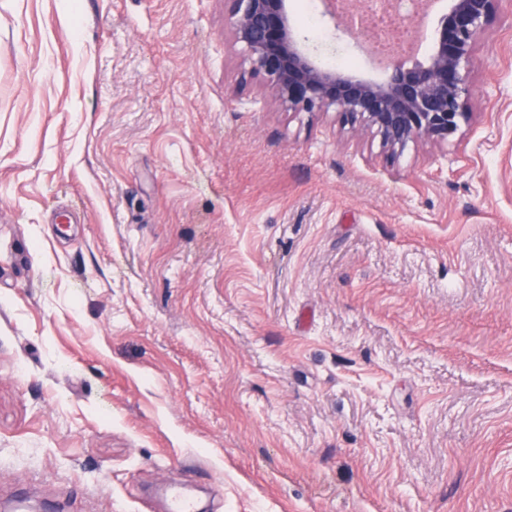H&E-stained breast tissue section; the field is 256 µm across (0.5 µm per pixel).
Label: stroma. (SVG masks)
<instances>
[{
	"instance_id": "obj_1",
	"label": "stroma",
	"mask_w": 512,
	"mask_h": 512,
	"mask_svg": "<svg viewBox=\"0 0 512 512\" xmlns=\"http://www.w3.org/2000/svg\"><path fill=\"white\" fill-rule=\"evenodd\" d=\"M474 57L388 163L244 77L224 0H0V512H512V0ZM163 496L169 512H198L196 500L181 485L165 486Z\"/></svg>"
}]
</instances>
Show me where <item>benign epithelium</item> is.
Segmentation results:
<instances>
[{"label": "benign epithelium", "instance_id": "obj_1", "mask_svg": "<svg viewBox=\"0 0 512 512\" xmlns=\"http://www.w3.org/2000/svg\"><path fill=\"white\" fill-rule=\"evenodd\" d=\"M501 0H453L434 31L422 62L391 59L380 82L328 68L309 53L288 0H224L230 41L241 47L244 72L288 112L334 110L343 124L378 140L380 154L395 160L410 144L438 146L469 118L470 73L476 44L500 18Z\"/></svg>", "mask_w": 512, "mask_h": 512}]
</instances>
